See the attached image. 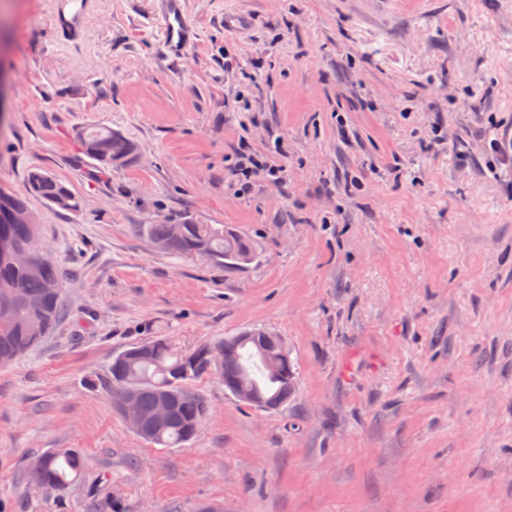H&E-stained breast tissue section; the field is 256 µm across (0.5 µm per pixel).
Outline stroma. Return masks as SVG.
<instances>
[{
  "label": "stroma",
  "instance_id": "stroma-1",
  "mask_svg": "<svg viewBox=\"0 0 512 512\" xmlns=\"http://www.w3.org/2000/svg\"><path fill=\"white\" fill-rule=\"evenodd\" d=\"M161 5L88 0L66 28L55 0H0V187L40 168L80 201L30 202L66 314L0 367V512H512V165L490 147L512 149V0H183L175 61ZM94 126L135 156L98 173L73 142ZM275 138L286 179L235 195L241 147ZM186 216L255 260L141 231ZM254 328L288 346L287 406L200 379L210 416L182 448L114 412L131 344ZM52 448L87 461L60 495L26 471ZM178 223L181 224H147L144 232L148 237L158 240L151 239V242L159 249L170 246V242L161 241H171L168 252L183 257H206L225 269L240 266L233 258L225 259V255H236L241 250H247L255 257L256 247L253 241L236 232L230 237L227 236L224 228L232 229L224 224H196L190 218H183ZM177 225L180 226V233L173 239V230Z\"/></svg>",
  "mask_w": 512,
  "mask_h": 512
}]
</instances>
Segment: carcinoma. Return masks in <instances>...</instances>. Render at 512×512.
<instances>
[{
	"mask_svg": "<svg viewBox=\"0 0 512 512\" xmlns=\"http://www.w3.org/2000/svg\"><path fill=\"white\" fill-rule=\"evenodd\" d=\"M114 131L107 128L80 129L74 138L80 153L100 170L112 169L109 141ZM37 198L64 210H76L77 197L53 174L33 169L27 175L24 192H7L12 211L30 209ZM8 233L21 244H30L37 236L35 224H4ZM172 224H147L144 232L158 240L171 242L169 252L183 257L200 256L226 268L238 267L232 256L241 250L256 253L253 241L241 234L227 236L222 224H198L181 220L180 233L173 237ZM62 270L49 258L37 274L20 266L0 264V366L8 365L38 346L49 336L65 312L60 288ZM259 330L248 331L252 338L238 341L229 336L193 350H179L165 337L137 342L112 358L109 366L110 400L129 390L136 394L137 406L144 417L142 440L160 448H182L200 431L208 415L203 397L193 383L211 375L224 383L230 393L241 387L252 394L249 405L262 407L271 400L288 405L296 390V372L290 356L274 362L268 351L253 339ZM216 351L228 352L221 371L213 372L211 359ZM168 403L167 418L158 423L155 407ZM85 469V460L76 448L49 450L29 465L31 484L38 490L62 493Z\"/></svg>",
	"mask_w": 512,
	"mask_h": 512,
	"instance_id": "1",
	"label": "carcinoma"
}]
</instances>
